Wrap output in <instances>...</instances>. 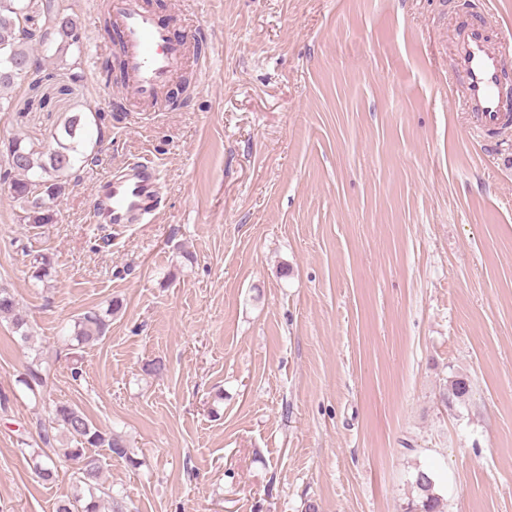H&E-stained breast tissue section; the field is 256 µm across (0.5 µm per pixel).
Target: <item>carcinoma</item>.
<instances>
[{"label": "carcinoma", "mask_w": 512, "mask_h": 512, "mask_svg": "<svg viewBox=\"0 0 512 512\" xmlns=\"http://www.w3.org/2000/svg\"><path fill=\"white\" fill-rule=\"evenodd\" d=\"M38 17L44 18V26L36 28L34 21ZM74 28H80L79 18L68 12L64 0H0V112L9 110L15 86L30 78L34 86L51 78V74L44 72V65L52 59L67 66L72 79L82 78L81 62L74 56L79 45L70 35ZM84 132L81 116L73 115L64 119L60 133L54 136V145L37 150L14 136L9 139L14 150L0 152V174L7 175V187L22 205L25 223L35 227L53 223V203L74 175L76 163L98 161L96 156L81 151ZM52 269V257L39 254L32 263V277L46 282ZM17 306L12 289L0 283V320L10 322L21 344L30 349L32 334L25 319L17 313ZM119 309L120 302L114 300L104 313L96 309L84 311L74 321L72 339L81 345L100 341L110 329V316ZM19 382L31 392L44 386L46 377L40 354H35ZM446 393L453 403L468 398L470 390L465 378L455 376L448 380ZM39 439L43 447L20 449L21 454L29 455L39 477L45 481L55 479L57 459L62 457L74 465L76 488H87L85 495L78 492L59 501L56 512H127L125 500L112 488L103 486L102 460L91 452L93 448H106L112 455L131 460L121 435L97 427L78 405L60 402L50 411ZM57 442L61 447L55 446ZM412 488L413 512H445L430 471L417 469Z\"/></svg>", "instance_id": "carcinoma-1"}]
</instances>
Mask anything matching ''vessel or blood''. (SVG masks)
I'll use <instances>...</instances> for the list:
<instances>
[{
    "instance_id": "obj_1",
    "label": "vessel or blood",
    "mask_w": 512,
    "mask_h": 512,
    "mask_svg": "<svg viewBox=\"0 0 512 512\" xmlns=\"http://www.w3.org/2000/svg\"><path fill=\"white\" fill-rule=\"evenodd\" d=\"M112 33L124 71V112H166L165 91L186 74L204 80L206 51H193L175 28L161 23L154 0H109ZM455 57L464 78L462 102L471 106L482 125L512 120L501 99L500 84L512 69V42H493L481 33L463 36ZM158 169L149 157L136 158L99 178L93 188L90 221L94 224H140L156 212L160 201Z\"/></svg>"
}]
</instances>
